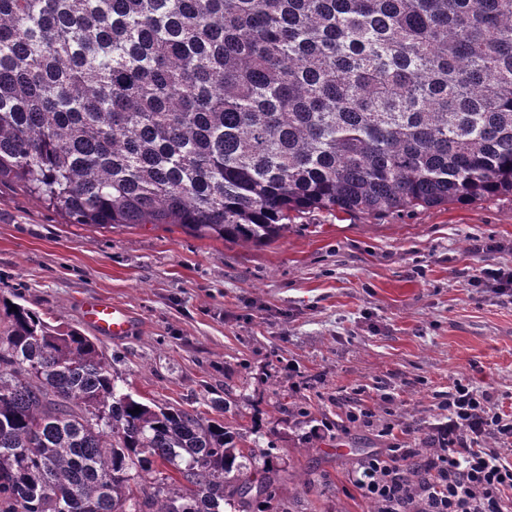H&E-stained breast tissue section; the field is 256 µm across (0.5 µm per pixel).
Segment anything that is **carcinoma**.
I'll return each mask as SVG.
<instances>
[{
  "instance_id": "cac0c4a2",
  "label": "carcinoma",
  "mask_w": 512,
  "mask_h": 512,
  "mask_svg": "<svg viewBox=\"0 0 512 512\" xmlns=\"http://www.w3.org/2000/svg\"><path fill=\"white\" fill-rule=\"evenodd\" d=\"M3 185L245 244L512 199V0H0ZM112 361L0 296V512H288L271 449Z\"/></svg>"
}]
</instances>
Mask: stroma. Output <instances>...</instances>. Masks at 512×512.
Wrapping results in <instances>:
<instances>
[{
	"mask_svg": "<svg viewBox=\"0 0 512 512\" xmlns=\"http://www.w3.org/2000/svg\"><path fill=\"white\" fill-rule=\"evenodd\" d=\"M496 268L512 270V202L498 198L316 211L253 246L174 224H71L0 188V292L78 330L85 301L127 307L132 334L97 340L118 357V387L274 447L290 512H369L349 479L357 461L394 440L419 447L444 417L434 392L454 380L512 407V297L479 277Z\"/></svg>",
	"mask_w": 512,
	"mask_h": 512,
	"instance_id": "obj_1",
	"label": "stroma"
}]
</instances>
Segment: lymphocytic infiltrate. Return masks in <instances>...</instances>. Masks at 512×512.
I'll return each instance as SVG.
<instances>
[{
	"label": "lymphocytic infiltrate",
	"instance_id": "1",
	"mask_svg": "<svg viewBox=\"0 0 512 512\" xmlns=\"http://www.w3.org/2000/svg\"><path fill=\"white\" fill-rule=\"evenodd\" d=\"M439 406L446 422L420 447L395 444L362 460L355 487L379 512H512V413L461 379Z\"/></svg>",
	"mask_w": 512,
	"mask_h": 512
}]
</instances>
